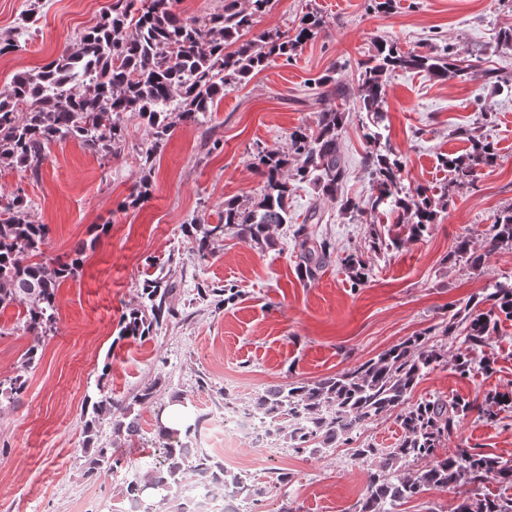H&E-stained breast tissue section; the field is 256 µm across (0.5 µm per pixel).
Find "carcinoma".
<instances>
[{
  "instance_id": "obj_1",
  "label": "carcinoma",
  "mask_w": 512,
  "mask_h": 512,
  "mask_svg": "<svg viewBox=\"0 0 512 512\" xmlns=\"http://www.w3.org/2000/svg\"><path fill=\"white\" fill-rule=\"evenodd\" d=\"M271 0H249L243 9L238 0H224V9L204 19H184L172 6L174 0H115L109 11L80 35L79 48L63 51L40 70L19 72L10 89L0 95V159L37 181L49 147L69 139L87 152L109 157L126 140L123 113L136 116L149 131L140 149L144 165H151L179 124L202 125L224 96V87L241 82L279 58L290 56L323 28L322 17L305 16L294 34L278 31L240 41L265 13ZM418 70L438 80L463 76L468 67L448 46L429 52L403 51L397 45L378 42L375 53L364 61L357 75V111L378 125L385 118L386 82L397 71ZM318 98L349 100V88L330 69L320 77ZM346 109L329 106L317 112L314 130L299 129L290 136L288 151L259 152L257 172L263 179L259 201L246 205L224 201L222 223L201 228L198 254L213 253L224 229L256 245L269 244L270 227L290 223V182H307L317 194L339 203L346 215L389 208L398 212L396 223L408 226L409 236L421 237L434 223L437 207L428 190L403 184V162L381 133L368 137L373 148L364 156L375 194L366 202L341 199L347 167L339 150V132ZM470 143L464 156H448L454 185L474 182L481 171L494 165L493 145L473 131H465ZM323 222L319 209L309 210L293 231L298 248L297 275L303 281L317 279L332 245L311 230ZM49 228L32 215V206L21 193L0 194V308L23 307L18 329L35 339L49 335L57 320L56 295L67 280L81 275L88 243L80 240L65 261L46 256ZM486 253L512 246V210L496 219L486 233ZM455 254L477 268L484 255L471 253L470 241H458ZM353 284L367 282V259L351 253L341 259ZM176 288L158 275L143 283L139 306L121 314L118 336L134 341L148 338L174 316L170 298ZM512 321V283L497 282L478 301L449 310L437 342L421 332L408 336L377 356L313 382H290L271 387L250 403L269 427L272 442L297 454L322 455L342 445L362 461L367 470V493L351 512H394L395 506L430 488L479 485L490 474L512 482V465L473 448H457L442 454L461 420L472 412L488 420L512 408V390L488 395L483 401L439 397L412 401V392L430 370L452 363L462 377L469 375L473 360L469 351L489 344L500 322ZM462 340L467 352L448 356V345ZM26 387L25 375L0 379V408L14 403ZM142 407L154 408L157 430L152 439V461L145 471L120 488V506L110 512H126L134 503L137 512H187L193 482L201 493L220 490L225 512H256L270 492L291 481L289 472L269 471L260 480L244 471L224 467V461L198 448L202 413H186L179 428L162 424L167 405L155 406L154 386L139 390L128 402L106 394L94 402L86 422L83 475L93 481L123 468L117 448L93 443L96 424L106 422L112 437L142 439ZM395 414L401 435L392 448L370 442L356 443L357 431L373 421ZM455 512H512V499L465 496Z\"/></svg>"
}]
</instances>
